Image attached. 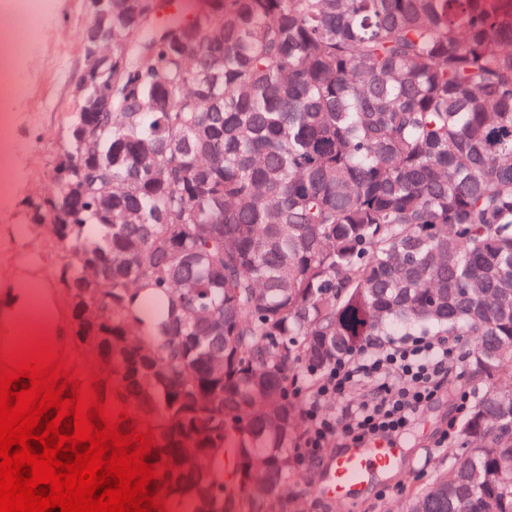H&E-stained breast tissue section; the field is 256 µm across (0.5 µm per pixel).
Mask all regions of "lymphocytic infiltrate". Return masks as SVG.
<instances>
[{
	"mask_svg": "<svg viewBox=\"0 0 512 512\" xmlns=\"http://www.w3.org/2000/svg\"><path fill=\"white\" fill-rule=\"evenodd\" d=\"M453 392L465 411L471 392L460 382L448 339L419 336L365 344L295 384L306 428L299 456L317 460L328 450L397 444L437 396Z\"/></svg>",
	"mask_w": 512,
	"mask_h": 512,
	"instance_id": "lymphocytic-infiltrate-1",
	"label": "lymphocytic infiltrate"
}]
</instances>
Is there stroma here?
<instances>
[{
	"mask_svg": "<svg viewBox=\"0 0 512 512\" xmlns=\"http://www.w3.org/2000/svg\"><path fill=\"white\" fill-rule=\"evenodd\" d=\"M38 26L28 37V50L0 88V297L14 286L38 284L43 306L51 315L56 345L66 347L71 360L92 368V353L71 330V314L58 284L57 272L68 255L56 244L46 225L31 223L29 199L53 189L52 161L65 144L66 126L74 110L71 82L80 60V29L88 16L83 0H45L37 7ZM453 395L439 398L425 413L418 429L401 448L405 464L386 476L356 505L330 501L312 488L330 465L331 456L304 463L288 475V512H406L411 495L451 468L447 448L436 447L440 433L455 418Z\"/></svg>",
	"mask_w": 512,
	"mask_h": 512,
	"instance_id": "obj_1",
	"label": "stroma"
}]
</instances>
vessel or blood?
<instances>
[{
    "label": "vessel or blood",
    "mask_w": 512,
    "mask_h": 512,
    "mask_svg": "<svg viewBox=\"0 0 512 512\" xmlns=\"http://www.w3.org/2000/svg\"><path fill=\"white\" fill-rule=\"evenodd\" d=\"M401 463L402 450L395 446L375 444L347 449L323 473L317 492L323 498L348 504L361 501L375 476L391 473Z\"/></svg>",
    "instance_id": "obj_1"
}]
</instances>
